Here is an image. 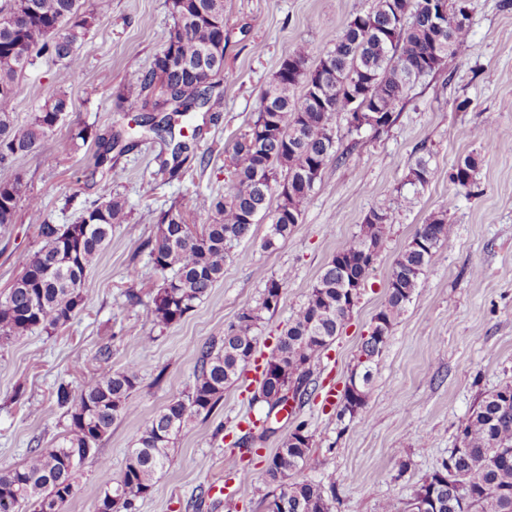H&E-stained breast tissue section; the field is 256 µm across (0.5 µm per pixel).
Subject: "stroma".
<instances>
[{
  "label": "stroma",
  "mask_w": 512,
  "mask_h": 512,
  "mask_svg": "<svg viewBox=\"0 0 512 512\" xmlns=\"http://www.w3.org/2000/svg\"><path fill=\"white\" fill-rule=\"evenodd\" d=\"M374 4L224 0V68L215 77L224 96L207 112L181 176L160 171L162 141L150 133L137 137L116 161L131 221L114 230L89 269L85 310L56 333L38 330L0 348V470L19 466L30 448L63 432L67 419L53 397L59 382L77 385L140 363L136 409L115 422L100 447L107 466L88 459L64 506V512H94L100 488L119 478L140 432L171 399L188 394L197 347L223 337L241 310L255 304L266 278L284 270L290 278L280 306L266 315L251 362L208 417L182 430L169 466L135 512H265L266 461L300 423L322 463L315 479L336 488L334 512H382L385 501L408 499L448 457L459 419L482 393L512 383V0H468L470 50L448 57L440 71L419 82L388 132L364 131L352 148L344 117H336L335 146L347 155L327 163L293 232L267 250V225L256 224L252 238L229 249L223 279L180 322L153 327L142 302L159 282L135 285L129 278L133 267L148 261L143 244L154 237L161 211L175 202L188 209L197 198L223 193L234 143L256 118L280 62L304 42L320 57L332 35ZM172 24L167 0H112L80 49L83 67L64 88L69 107L62 120L39 148L0 167V180L21 178L26 193L14 224L0 227V295L40 247L38 224L75 223L85 205L106 194L108 180L93 165L94 143L75 134L81 128L104 133L137 115L116 95L151 67ZM57 72L45 57L23 72L14 103L19 121L62 89ZM426 152L434 170L430 183L417 192L404 187L410 164ZM469 155L477 158L478 170L471 187L461 188L448 174ZM400 192L410 201L397 210L345 329L312 368L318 393L274 411L273 434L255 440L257 454L243 460L236 442L255 416L249 400L277 336L339 244L358 232L364 214ZM30 197L38 198L40 212L29 210ZM450 199L451 241L434 254L393 326L365 407L350 416L324 406V390H343L348 381L384 302L392 264L419 225ZM477 267L483 271L478 278L472 275ZM133 286L141 303L126 297ZM104 347L111 351L105 361L99 357ZM397 448L407 451L406 469L395 462ZM219 480L226 483L224 496L208 495Z\"/></svg>",
  "instance_id": "35a3bbf8"
}]
</instances>
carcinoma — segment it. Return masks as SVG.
I'll return each instance as SVG.
<instances>
[{"instance_id": "cac0c4a2", "label": "carcinoma", "mask_w": 512, "mask_h": 512, "mask_svg": "<svg viewBox=\"0 0 512 512\" xmlns=\"http://www.w3.org/2000/svg\"><path fill=\"white\" fill-rule=\"evenodd\" d=\"M445 2L448 27L441 35L432 24L436 0H376L371 11L355 15L330 37L329 50L314 68H308L310 48L305 44L282 61L262 95L256 119L235 143L229 186L224 194L203 197L194 205L210 222L192 229L175 205L160 214L155 238L146 243L148 264L130 273L135 281L171 273L145 304L146 319L167 328L194 311L224 278L228 246L251 237L257 218L268 220L263 247L288 237L312 191L309 172L345 156L335 152V117L354 101L363 112L365 127L387 130L414 86L468 42L469 14L457 11L456 0ZM110 8L111 0H94L93 8L83 12L79 0H5L0 7V166L40 146L58 115L67 111L65 86L81 71L79 50ZM169 9L174 23L162 50L151 68L119 97L141 104L147 116L138 127L171 146V159L162 161V169L176 178L191 150L187 141L175 140L176 125L213 98H221L212 77L224 66V0H169ZM37 56L60 63V91L20 123L13 112L18 78ZM137 134L131 127L92 136L83 128L76 138L94 137L99 167L112 164L110 153L123 154L128 148L124 141ZM477 166L471 155L458 161L449 175L451 182L470 186ZM432 174L430 159L419 156L409 167L406 184L423 189ZM21 195L19 180L0 181L1 227L14 223ZM394 216L390 200L372 207L288 320L261 372L268 411L285 405L290 391L300 402L311 396V368L351 319L353 301L371 276L363 255L367 250L379 253ZM129 219L124 198L111 192L74 224H39L42 246L0 297V346L35 330L54 333L77 318L86 307L87 270L109 246L114 228ZM451 234L445 207L416 229L393 264L385 301L372 318L344 389L341 412L353 415L367 403L387 346L385 338L420 288L436 250L449 242ZM289 277L285 270L267 278L259 299L238 314L224 336L198 348L187 398L170 400L141 431L120 479L100 490L96 512H132L137 500L151 494L157 476L170 463L173 441L191 419L210 413L224 389L240 378L255 353L264 315L279 308ZM140 378L141 366L130 363L78 387L58 384L56 403L64 409L68 425L53 444L30 449L21 465L0 471V512H63L84 463L81 452L91 448V457H99L100 444L114 423L134 413L132 394ZM457 440L447 462L425 477L414 496L431 493L435 512H512L511 383L480 396L458 421ZM320 467L312 452V435L305 426H297L267 460L265 475L272 490L265 495V508L281 489L288 495V512H333L335 496L305 475ZM293 474L302 478L288 481Z\"/></svg>"}]
</instances>
